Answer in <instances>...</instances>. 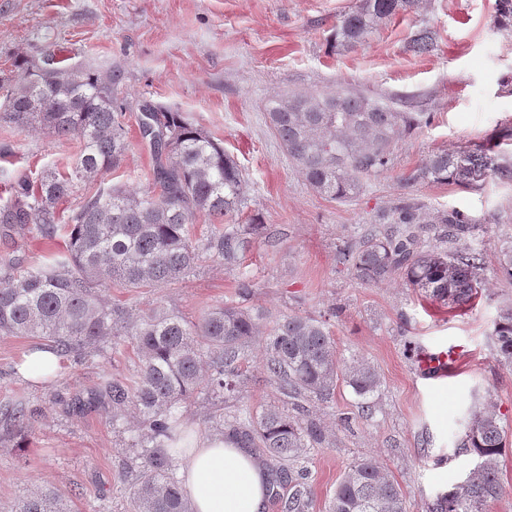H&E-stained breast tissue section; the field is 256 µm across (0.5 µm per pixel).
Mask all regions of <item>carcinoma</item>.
<instances>
[{"instance_id": "carcinoma-1", "label": "carcinoma", "mask_w": 512, "mask_h": 512, "mask_svg": "<svg viewBox=\"0 0 512 512\" xmlns=\"http://www.w3.org/2000/svg\"><path fill=\"white\" fill-rule=\"evenodd\" d=\"M420 0H357L336 23L334 38L342 48L362 45L394 16L418 8ZM495 22L512 26V0H496ZM434 35L418 31L409 48L431 52ZM124 71L102 74L90 66H59L47 78L34 61L19 58L0 77V123L43 129L77 142L72 172H47L37 181L19 179L0 205V226L35 225L42 240L65 238L38 266L19 258L0 262V336H34L50 342L64 360L72 354L102 353L129 336L139 352L134 377L103 382L101 394L121 411L134 407L148 428L135 477L129 483L132 512H193L176 478L174 448L184 437L180 405L201 387L220 398L240 399L244 383L240 354L254 336L265 335L266 370L283 394L324 401L343 381L371 409L380 378L370 365L342 367L324 321L291 316L271 327L262 316L233 303L209 309L197 322L164 307L133 315L101 297L104 288H160L192 273L204 258L234 267L256 224H224L247 201V182L224 146L179 112L155 107L147 119L159 129L151 143L155 156L152 187L140 193L108 184L104 175L120 167L128 144L121 122ZM269 126L289 160L311 189L339 202L357 198L363 179L387 169L399 140L420 127L421 112H398L349 89L325 94L271 95L264 104ZM512 132L492 145L442 150L425 158L404 178V185H482L488 178L512 182ZM79 182L92 192L61 222L57 205ZM210 219L198 235L196 217ZM384 233L366 232L338 251V263L365 285L398 275L406 286L444 304L463 306L477 297L482 283L481 252L467 246L477 225L456 210L428 220L422 206L400 200L375 215ZM500 361L512 366V308L501 312L492 331ZM7 426L23 431L22 405L4 403ZM244 446H255L271 460L276 485L292 493L282 512H307L311 490L294 474V465L310 444L325 436L314 419L293 416L276 405L259 412L245 407L234 420L224 413L212 427H224ZM505 431L493 411L473 415L465 447L484 464L463 486L448 491L436 512H485L503 486L491 461L505 448ZM16 512H69L59 493L40 489ZM329 512H405L403 493L372 460L344 472Z\"/></svg>"}]
</instances>
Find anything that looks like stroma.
<instances>
[{
  "label": "stroma",
  "instance_id": "stroma-1",
  "mask_svg": "<svg viewBox=\"0 0 512 512\" xmlns=\"http://www.w3.org/2000/svg\"><path fill=\"white\" fill-rule=\"evenodd\" d=\"M495 3L422 0L364 45L343 49L334 29L356 0H0V70L50 52L68 65L123 67L128 149L113 181L143 191L152 180L138 127L146 104L182 113L222 141L247 178L248 206L235 221L260 227L236 267L207 260L168 288L103 289L107 302L134 313L162 305L195 321L237 300L247 279L253 288L246 307L271 322L329 315L338 359L365 361L378 373L372 413L362 412L343 382L330 400L306 402L325 434L303 461L308 512H327L344 471L365 459L399 484L406 512H428L477 464L462 440L472 412L483 408L493 409L507 431L494 461L504 491L486 512H512V368L498 361L491 336L500 310L512 306V280L498 261L501 245L512 240V182L403 188L429 154L485 143L512 127V28L495 25ZM422 28L436 34L432 52H407ZM340 88L429 117L398 142L388 169L348 202L310 188L263 111L273 94ZM74 159V142L0 125V198L21 178L69 172ZM406 191L427 212L456 209L479 224L470 245L484 256V286L473 304L433 302L398 278L363 285L339 264V248L364 235L373 215ZM44 251L33 225L0 234V261L20 255L34 264ZM39 343L0 337V402L22 404L29 418L24 437L0 442V507L8 512L23 495L51 487L71 512H128L125 488L141 432L132 415L113 419L108 400L91 393L104 380L133 375L136 348L126 343L102 356L68 358L55 379L36 385L18 366ZM264 346L256 336L244 350L240 405L289 407L265 370ZM451 347L461 364L448 377L423 379L422 360Z\"/></svg>",
  "mask_w": 512,
  "mask_h": 512
}]
</instances>
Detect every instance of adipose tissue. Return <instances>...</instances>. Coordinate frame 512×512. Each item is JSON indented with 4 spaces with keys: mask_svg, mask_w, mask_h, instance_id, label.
<instances>
[{
    "mask_svg": "<svg viewBox=\"0 0 512 512\" xmlns=\"http://www.w3.org/2000/svg\"><path fill=\"white\" fill-rule=\"evenodd\" d=\"M177 460V474L193 512H263L269 497L267 468L235 439L195 436Z\"/></svg>",
    "mask_w": 512,
    "mask_h": 512,
    "instance_id": "1",
    "label": "adipose tissue"
}]
</instances>
